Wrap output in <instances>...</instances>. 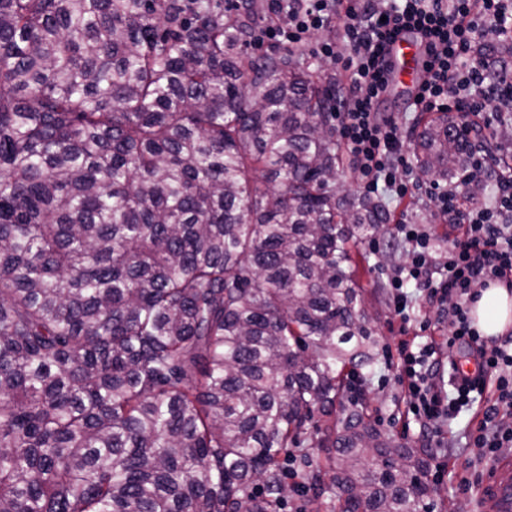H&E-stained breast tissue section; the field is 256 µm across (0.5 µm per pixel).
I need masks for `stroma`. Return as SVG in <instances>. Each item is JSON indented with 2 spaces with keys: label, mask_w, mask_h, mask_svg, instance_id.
I'll return each instance as SVG.
<instances>
[{
  "label": "stroma",
  "mask_w": 512,
  "mask_h": 512,
  "mask_svg": "<svg viewBox=\"0 0 512 512\" xmlns=\"http://www.w3.org/2000/svg\"><path fill=\"white\" fill-rule=\"evenodd\" d=\"M405 181L408 191L404 196L380 195L379 200L388 214L389 224L404 221L421 225L431 237L438 253H445L460 227L449 224L447 215L440 213L436 195L430 183L409 173ZM363 253L369 255L366 263H358L357 278L365 290V309L375 329L379 343L377 361L370 370L359 377L350 398L367 403L381 429L397 441L415 448L425 447L418 423L409 422L405 403V388L396 367V344L399 339L400 320L395 317L391 305V277L402 269L407 261L403 247L388 245L385 237L362 245ZM411 296L410 335H423L440 344L441 373L436 378L438 385L448 383V371L453 361L459 360L463 349L447 347L448 318L432 306L422 286L408 285ZM492 393H485L469 410L450 421L443 428L447 443L443 454L448 463L441 480L436 481L432 512H477L475 490H461L462 481H475L487 465V460L474 455L467 446L468 434L474 429Z\"/></svg>",
  "instance_id": "1"
}]
</instances>
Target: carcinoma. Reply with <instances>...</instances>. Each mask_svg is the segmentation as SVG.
<instances>
[{
    "label": "carcinoma",
    "instance_id": "cac0c4a2",
    "mask_svg": "<svg viewBox=\"0 0 512 512\" xmlns=\"http://www.w3.org/2000/svg\"><path fill=\"white\" fill-rule=\"evenodd\" d=\"M224 0H0V512H277L280 454L337 512H420L427 452L336 403L377 341L352 247L383 205L340 193L336 90L258 67ZM496 92L512 42L482 40ZM458 117L418 172L463 180ZM332 473L325 483L323 473ZM333 453L332 448H311L310 454L307 459V463H305L300 457L299 453L297 452V449L295 448H288L285 450L281 455V462L282 466L285 468L288 466V460L292 461L294 463V468L297 470V472H300L302 469H304L305 465H310L311 467H316L318 464H323L325 459ZM288 474H290V477L292 479H295L297 477V473L292 471L288 466Z\"/></svg>",
    "mask_w": 512,
    "mask_h": 512
}]
</instances>
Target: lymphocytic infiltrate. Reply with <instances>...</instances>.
Returning a JSON list of instances; mask_svg holds the SVG:
<instances>
[{"label": "lymphocytic infiltrate", "mask_w": 512, "mask_h": 512, "mask_svg": "<svg viewBox=\"0 0 512 512\" xmlns=\"http://www.w3.org/2000/svg\"><path fill=\"white\" fill-rule=\"evenodd\" d=\"M275 24L258 28L253 40L275 46L312 43L319 30L338 24L334 41L312 43V54L341 63L346 79L336 98V121L348 156L362 176L365 193L400 196L411 163L404 151L402 124L379 112L387 70L385 41L406 31L424 45L425 75L409 106L413 112H450L465 106L483 111L488 86L473 60L480 39L512 41V5L507 0H265ZM496 207L461 211L455 194L441 197V209L453 224L466 227L463 239L436 258L431 239L415 224H399L390 243L403 246L404 274L394 275L391 306L401 323L410 321L411 300L405 290L413 280L427 290L430 303L452 325L449 346H462L473 356L474 376L443 392L435 383L441 361L434 344L399 339L398 368L409 398V411L436 443L440 426L453 419L487 389L495 399L470 431L469 446L486 459L512 447V426L503 425L501 407L512 406V336L485 337L469 316L480 289L498 283L512 288V234L503 218L512 214V172L499 178Z\"/></svg>", "instance_id": "obj_1"}]
</instances>
